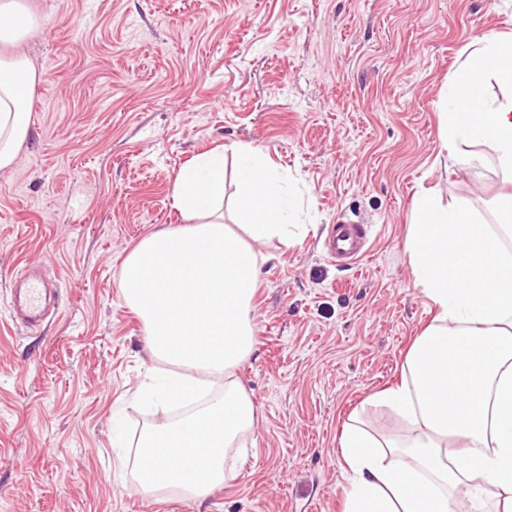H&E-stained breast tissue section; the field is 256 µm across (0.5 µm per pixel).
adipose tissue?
Returning <instances> with one entry per match:
<instances>
[{"label": "adipose tissue", "mask_w": 512, "mask_h": 512, "mask_svg": "<svg viewBox=\"0 0 512 512\" xmlns=\"http://www.w3.org/2000/svg\"><path fill=\"white\" fill-rule=\"evenodd\" d=\"M36 27L25 0H0V171L13 168L31 130L36 72L22 50ZM440 114L452 165L494 160L512 183V33L465 45ZM503 89L484 99L485 79ZM234 210L248 239L224 223V154L178 172L172 205L184 222L143 237L124 257L121 293L142 321L155 367L136 396L146 410L178 408L145 428L131 478L145 496L170 488L201 502L246 458L255 404L236 375L254 351V301L265 255L254 242L291 243L297 209L283 176L236 146ZM496 224L466 204L415 198L406 250L414 283L435 309L399 383L371 397L407 425L382 441L343 426V512H512V193Z\"/></svg>", "instance_id": "ef3b65f1"}]
</instances>
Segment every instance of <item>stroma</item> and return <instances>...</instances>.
<instances>
[{
    "label": "stroma",
    "instance_id": "stroma-1",
    "mask_svg": "<svg viewBox=\"0 0 512 512\" xmlns=\"http://www.w3.org/2000/svg\"><path fill=\"white\" fill-rule=\"evenodd\" d=\"M26 3L31 134L0 171V512H342V426L404 436L369 399L433 316L405 249L412 201L431 189L488 219L502 189L494 163L449 166L439 112L461 47L512 32V0ZM234 145L289 178L313 230L254 244L268 261L237 374L257 424L236 480L201 503L147 498L132 443L166 414L129 402L151 360L121 264L182 224L180 168ZM342 220L371 230L352 267L322 250ZM26 265L60 281L32 329L7 314ZM117 427L130 448H113Z\"/></svg>",
    "mask_w": 512,
    "mask_h": 512
}]
</instances>
